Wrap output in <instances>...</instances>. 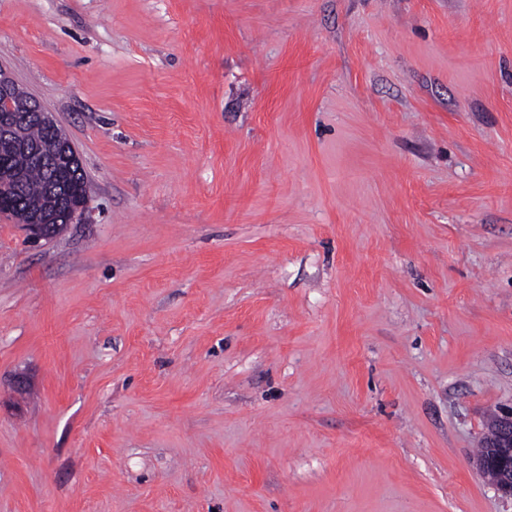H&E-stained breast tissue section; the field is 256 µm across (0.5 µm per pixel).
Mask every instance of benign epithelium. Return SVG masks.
Here are the masks:
<instances>
[{"mask_svg":"<svg viewBox=\"0 0 512 512\" xmlns=\"http://www.w3.org/2000/svg\"><path fill=\"white\" fill-rule=\"evenodd\" d=\"M30 120L47 126L50 139L36 148V152L52 165L61 168H80L81 159L71 140L59 127L51 113L25 92L11 72L0 65V146L11 151H27L20 138V127ZM17 177L13 170L0 161V212L14 215L38 239L57 235L68 224L82 219L87 209V194L75 203L65 201L64 190L52 188L46 194L43 206L37 211H6L3 209ZM485 452L479 468L493 474L498 489L512 496V408L496 416L492 428L484 438Z\"/></svg>","mask_w":512,"mask_h":512,"instance_id":"benign-epithelium-1","label":"benign epithelium"}]
</instances>
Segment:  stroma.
Wrapping results in <instances>:
<instances>
[{
  "mask_svg": "<svg viewBox=\"0 0 512 512\" xmlns=\"http://www.w3.org/2000/svg\"><path fill=\"white\" fill-rule=\"evenodd\" d=\"M0 63L89 182L0 215V512H512V0H0ZM10 167L20 176V206L25 211H15L19 223L25 224L31 234L38 239H49L57 235L67 224L82 219L87 209L88 197L82 193L77 203L65 202L64 190L51 188L45 199L47 173L30 155L15 153L10 159ZM43 206L36 210L41 202ZM485 452L479 468L493 474V482L504 494L512 496V407L496 416L484 438ZM481 448L478 458L482 455Z\"/></svg>",
  "mask_w": 512,
  "mask_h": 512,
  "instance_id": "obj_1",
  "label": "stroma"
}]
</instances>
